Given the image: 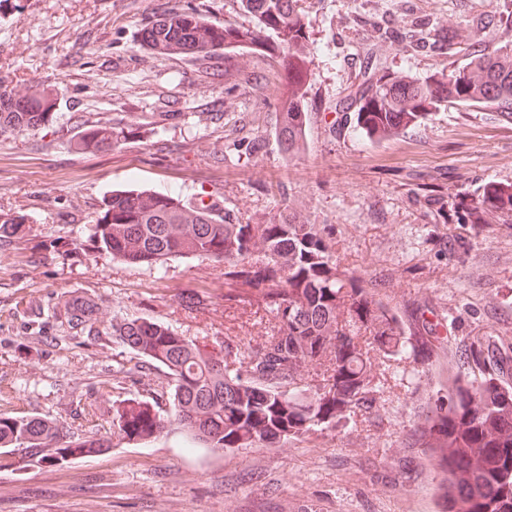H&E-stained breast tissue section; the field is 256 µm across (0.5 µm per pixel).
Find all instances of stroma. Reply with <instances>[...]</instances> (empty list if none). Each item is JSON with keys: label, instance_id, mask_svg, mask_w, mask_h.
<instances>
[{"label": "stroma", "instance_id": "stroma-1", "mask_svg": "<svg viewBox=\"0 0 512 512\" xmlns=\"http://www.w3.org/2000/svg\"><path fill=\"white\" fill-rule=\"evenodd\" d=\"M185 5L238 17L235 0H0V78L49 86L56 100L48 125L0 135V217L24 218L0 239V413L111 435L112 406L131 391L122 372L135 362L112 335L116 317L154 319L216 347L265 334L264 321L225 308L223 264L131 263L98 247L104 197L131 186L204 199L240 224L285 212L324 227L336 262L375 279L411 330L422 331L423 312L442 321L440 356L379 360L375 413L279 448L213 451L172 432L65 466L0 470V512H436L434 472L406 486L380 475L397 467L457 372L461 341L512 343V226L471 223L458 206L512 184V116L444 106L378 139L357 126L353 103L379 71L422 80L512 44V0H303L307 146L294 155L276 139L288 85L270 58L135 51L145 21ZM418 19L453 34L448 52L380 36L381 26L407 32ZM88 125L127 137L86 149ZM254 137L257 153L236 150ZM67 295L95 305L92 335L56 315ZM246 468L271 474L272 488L235 484Z\"/></svg>", "mask_w": 512, "mask_h": 512}]
</instances>
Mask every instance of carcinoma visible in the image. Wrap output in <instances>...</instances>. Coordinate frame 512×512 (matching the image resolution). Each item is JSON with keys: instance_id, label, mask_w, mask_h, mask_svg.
Wrapping results in <instances>:
<instances>
[{"instance_id": "1", "label": "carcinoma", "mask_w": 512, "mask_h": 512, "mask_svg": "<svg viewBox=\"0 0 512 512\" xmlns=\"http://www.w3.org/2000/svg\"><path fill=\"white\" fill-rule=\"evenodd\" d=\"M244 24L212 20L193 9L153 17L137 48L150 54L205 58L254 47L288 70V112L276 137L297 152L306 135L299 86L307 77L309 44L301 0H236ZM479 102L512 114V45L479 53L452 70L420 81L381 75L364 87L357 123L389 137L442 105ZM53 99L40 84L22 88L0 80V135L48 121ZM119 134L91 126L86 147H110ZM481 221L512 224V185L491 188L466 205ZM112 258L153 264L191 255L224 263V303L249 305L268 316L266 336L245 346L232 338L220 348L206 337L180 336L146 318L112 320V336L136 356L126 370L140 394L113 407V436L148 440L178 430L198 448L278 447L314 427L333 428L351 413L374 411L373 360L408 354L419 364L438 359V338L414 336L375 281L342 269L324 231L279 216L265 224L218 220L210 204L187 207L150 190L117 191L103 200L95 225ZM71 328L93 329V306L59 301ZM460 367L479 376L446 380L447 400L417 423L415 443L441 476L437 512H512V350L493 336L460 347ZM172 382L169 412L151 386L152 370ZM109 439L70 434L56 422L0 414V467L23 471L64 465L102 453Z\"/></svg>"}]
</instances>
